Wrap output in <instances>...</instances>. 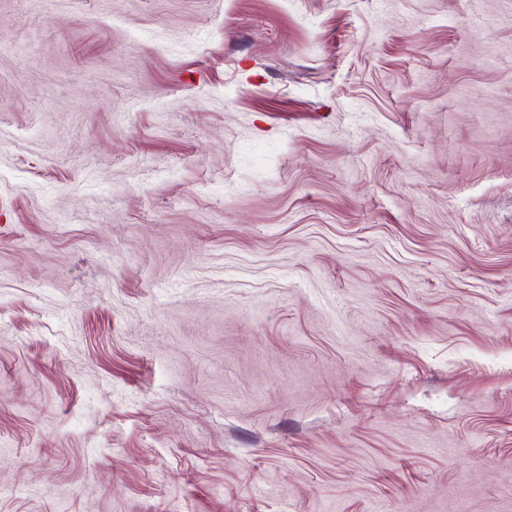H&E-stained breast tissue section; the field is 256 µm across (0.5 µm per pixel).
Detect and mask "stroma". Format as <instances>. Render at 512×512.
I'll return each instance as SVG.
<instances>
[{"label":"stroma","instance_id":"obj_1","mask_svg":"<svg viewBox=\"0 0 512 512\" xmlns=\"http://www.w3.org/2000/svg\"><path fill=\"white\" fill-rule=\"evenodd\" d=\"M0 512H512V0H0Z\"/></svg>","mask_w":512,"mask_h":512}]
</instances>
